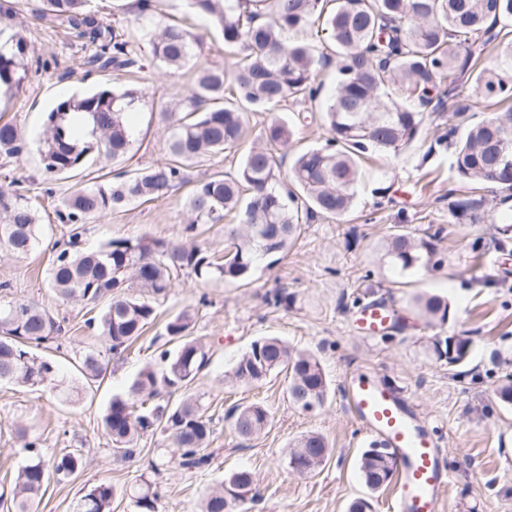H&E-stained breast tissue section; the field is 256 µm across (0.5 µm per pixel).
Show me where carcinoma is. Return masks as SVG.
Listing matches in <instances>:
<instances>
[{
  "instance_id": "obj_1",
  "label": "carcinoma",
  "mask_w": 512,
  "mask_h": 512,
  "mask_svg": "<svg viewBox=\"0 0 512 512\" xmlns=\"http://www.w3.org/2000/svg\"><path fill=\"white\" fill-rule=\"evenodd\" d=\"M90 0H39L35 15L47 28L74 31L91 46L85 65L98 72L123 71L138 65V54L123 33L102 27ZM210 27L220 31L224 47L241 56L231 71L219 64L197 65L194 85L187 95L160 110L168 122L167 158L135 171H118L91 186L75 184L61 201L56 216L69 226L68 240L56 248L48 273L52 291L68 303H101L97 317L86 327L104 336L109 351H127L156 319V304L186 272L198 280L219 278L239 283L250 279L256 259L288 251L301 226L320 216L339 218L354 204L359 181L358 161L368 153L397 156L420 134L425 120L421 108L446 85L445 94L460 95L466 85L472 96L487 101L512 100V42L500 47L493 66L475 70L485 48L512 26V0H187ZM136 21L149 36L154 57L178 70L200 57L202 41L177 24L155 22V0H137ZM318 25L337 61V81L326 104L324 119L330 137L324 145L293 154L287 171L281 170L280 151H288L294 132L273 115L283 101L304 105L316 100L314 85L319 63L307 42L287 40V34ZM27 36L17 31L8 51L0 49V92L20 86L30 52ZM403 87L408 105L385 91L388 83ZM233 88L235 95L226 96ZM145 92L137 87L99 88L59 100L46 113L38 138L45 178H73L84 171L91 156L118 164L132 145L130 114L141 107ZM270 112L251 142L245 141L250 113ZM451 141L452 166L457 178L469 185L466 195L448 209L456 219L480 222L496 206L479 193L486 184L512 191V107L491 112L470 124L463 134L448 125L438 141ZM27 143L16 125L0 123V167L18 162ZM224 154L239 155L232 175L213 173L189 190L186 238L179 243L146 235L115 238L94 250L80 248L84 225L101 221L130 202L163 198L189 183L193 165ZM234 212L238 223L224 225L227 248L215 257L196 241L201 224H219ZM42 235L40 215L14 181L0 183V253L12 259L29 256ZM438 233L416 236L397 225L380 246V259L394 272L435 270L442 265ZM414 318L431 325L448 319V300L435 294L410 299ZM194 313L184 309L165 325L172 350L159 352L161 366L147 365L128 392L112 398L102 416V428L112 455L132 462L138 441L149 430H160L169 441V454L153 463L155 470L176 460L186 469H200L211 455L206 447L211 420L199 395H187L171 405L154 403L167 394L187 389L210 362L207 344L189 337ZM65 331L64 321L46 309L21 299L0 300V381L22 387L58 389L61 369L52 358L33 349L55 343ZM465 337L432 342L437 359L450 366L467 357ZM108 363L96 352L79 360L85 388L101 385ZM285 373L292 404L310 410L324 403L329 383L317 358L291 349L278 337H261L250 344L231 370V379L256 386L272 375ZM237 435L250 440L266 429L268 409L260 403L235 404L225 414ZM27 459L0 504L11 512H36L49 477L70 480L84 466L81 454L47 457L40 438L25 427L17 429ZM325 437L302 435L292 445L288 462L304 475L315 472L327 459ZM359 473L366 488L375 492L390 484L395 473L383 448L364 451ZM245 487L253 492L254 479L240 469L209 490L201 512H241ZM129 496L135 512H157L155 483L139 480L123 488L100 484L82 494L74 512H112L118 496Z\"/></svg>"
}]
</instances>
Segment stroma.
Segmentation results:
<instances>
[{
	"instance_id": "35a3bbf8",
	"label": "stroma",
	"mask_w": 512,
	"mask_h": 512,
	"mask_svg": "<svg viewBox=\"0 0 512 512\" xmlns=\"http://www.w3.org/2000/svg\"><path fill=\"white\" fill-rule=\"evenodd\" d=\"M103 24L125 31L135 42L139 67L135 72L86 73L83 60L89 47L63 29L44 28L33 13L34 0H21L15 20L22 23L31 43V56L40 62L12 96L0 99V119L13 122L32 148L13 165L44 224L41 245L24 259H0V282L9 281L15 298L33 301L68 321L59 352L71 398L47 388L31 389L0 383V486L10 485L25 453L17 436L23 426L42 440L45 454L81 450L86 463L70 482L49 481L37 512H72L79 496L105 483L117 487L139 477L156 483L159 512H200L206 492L231 472L244 468L256 480L261 500L246 512H347L358 498L371 502L372 512H387L392 488L376 492L363 484L357 462L369 439L349 411L345 380L361 374L401 389L440 441V450L453 474L443 512H512V408L496 396L512 377V253L501 250L495 224L456 222L448 212V192L459 183L450 168L451 151L435 139L453 120L455 102L445 99L438 113L425 122L418 137L396 158L373 156L362 161L354 207L345 218L318 217L302 225L300 235L279 261L260 260L250 285L211 279L199 282L181 277L170 295L157 305V318L137 341L135 350L117 358L107 342L88 330V308L58 300L48 286L51 247L65 239L67 225L55 210L69 193L74 179L42 184L40 158L33 145L43 118L60 99L99 87L140 85L147 106L131 116L134 138L124 165L142 169L163 160L169 130L157 113L174 95L191 87L195 67L167 70L153 55L149 38L135 22L130 0H91ZM156 18L186 25L203 39V61L232 70L237 55L225 52L221 34L209 29L183 0H158ZM278 116L296 131L292 151L323 145L327 137L320 106L283 102ZM389 187L380 197L379 187ZM187 188L163 199L130 203L99 223H91L83 245L98 248L112 238L148 235L184 240ZM405 224L415 233L441 231L444 265L435 271L414 270L398 276L380 261L379 248L393 225ZM480 253H473V243ZM390 284L396 309L407 306L416 293L438 294L450 304L448 318L431 326L370 338L354 324L352 300L364 291L365 275ZM287 287L295 303L288 310L268 306L264 297ZM206 307H199L200 298ZM184 309L195 310L191 337L207 343L211 363L190 387L201 395L212 419L208 450L211 461L199 470L170 464L161 473L151 468L166 442L161 434L141 438L135 463L114 460L100 428L101 416L113 395L124 393L138 372L157 355L151 347L163 337L167 319ZM276 336L296 350L314 354L330 383L324 404L309 411L288 399L285 376L245 387L231 382L229 373L252 341ZM463 336L471 341L466 360L455 368L436 359L427 347L430 337ZM106 355L108 375L102 385L81 393L78 357L88 350ZM261 403L271 414L260 436L241 440L224 414L230 405ZM323 434L332 450L312 475L289 472L290 444L300 435Z\"/></svg>"
}]
</instances>
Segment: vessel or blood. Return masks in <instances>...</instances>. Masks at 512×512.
<instances>
[{"instance_id":"b4317fda","label":"vessel or blood","mask_w":512,"mask_h":512,"mask_svg":"<svg viewBox=\"0 0 512 512\" xmlns=\"http://www.w3.org/2000/svg\"><path fill=\"white\" fill-rule=\"evenodd\" d=\"M390 319L387 307L371 303L361 308L357 324L366 336L374 338ZM345 397L364 434L397 461L391 512H441L452 472L439 449L436 432L409 399L393 387L359 375L351 377Z\"/></svg>"}]
</instances>
